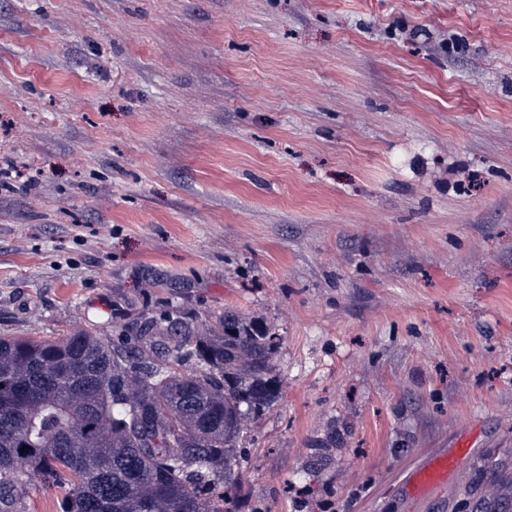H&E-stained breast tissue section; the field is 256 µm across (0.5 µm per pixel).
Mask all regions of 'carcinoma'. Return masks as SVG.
Returning a JSON list of instances; mask_svg holds the SVG:
<instances>
[{"mask_svg":"<svg viewBox=\"0 0 512 512\" xmlns=\"http://www.w3.org/2000/svg\"><path fill=\"white\" fill-rule=\"evenodd\" d=\"M194 335L147 310L129 344L0 336V512H25L17 458L69 482L65 512H232L246 415L278 394L277 336L232 311Z\"/></svg>","mask_w":512,"mask_h":512,"instance_id":"1","label":"carcinoma"}]
</instances>
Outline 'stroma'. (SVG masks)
Returning <instances> with one entry per match:
<instances>
[{"mask_svg":"<svg viewBox=\"0 0 512 512\" xmlns=\"http://www.w3.org/2000/svg\"><path fill=\"white\" fill-rule=\"evenodd\" d=\"M0 172V336H278L238 512H512V0H0ZM448 479V459L433 467L423 470L412 477L408 483L409 490L415 494L429 492Z\"/></svg>","mask_w":512,"mask_h":512,"instance_id":"35a3bbf8","label":"stroma"}]
</instances>
